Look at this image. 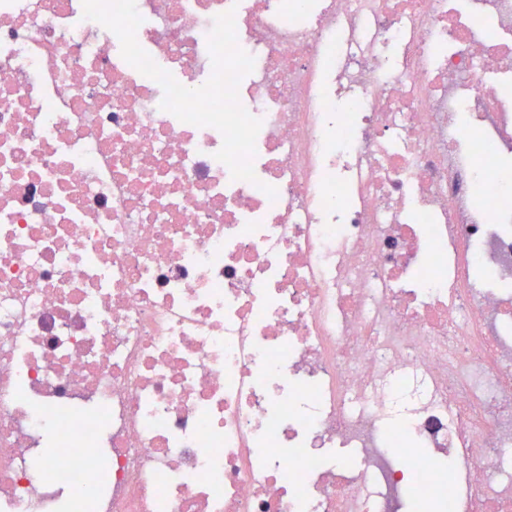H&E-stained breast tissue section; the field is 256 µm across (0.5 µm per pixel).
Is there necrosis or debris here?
<instances>
[{
	"label": "necrosis or debris",
	"instance_id": "4bbe7bcc",
	"mask_svg": "<svg viewBox=\"0 0 512 512\" xmlns=\"http://www.w3.org/2000/svg\"><path fill=\"white\" fill-rule=\"evenodd\" d=\"M0 0V512H512V0ZM274 186L269 198L264 185Z\"/></svg>",
	"mask_w": 512,
	"mask_h": 512
}]
</instances>
